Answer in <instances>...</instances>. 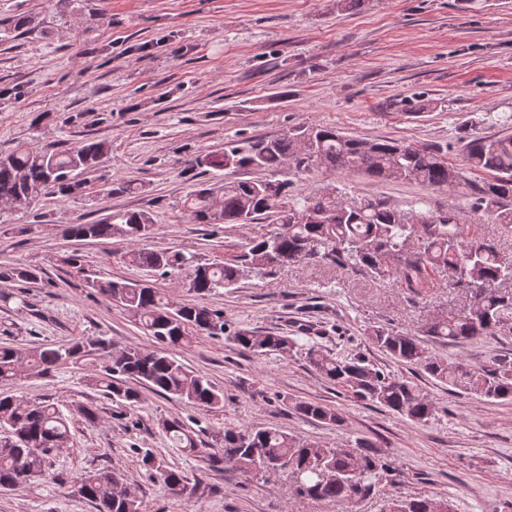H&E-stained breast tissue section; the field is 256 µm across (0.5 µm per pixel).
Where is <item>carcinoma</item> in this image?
Here are the masks:
<instances>
[{
  "label": "carcinoma",
  "instance_id": "1",
  "mask_svg": "<svg viewBox=\"0 0 512 512\" xmlns=\"http://www.w3.org/2000/svg\"><path fill=\"white\" fill-rule=\"evenodd\" d=\"M102 141L83 140L63 149L33 150L24 144L0 154V201L9 210H27L46 196L70 198L84 182L80 174L95 170L108 153ZM468 165L494 173L493 179L473 189L476 208L512 228V132L475 137L465 143ZM253 168L265 177L227 182L215 195L200 187L182 202L183 213L199 224L224 225L226 229L268 222L270 230L248 239L239 254L222 263H193L192 258L167 250L138 248L128 253L129 262L162 279L182 268H193L189 290L212 295L239 281L244 269L265 274L296 263L322 261L339 268L363 271L374 279L394 280L414 295L435 287V273L448 276L453 285L470 284L468 307L427 321L422 335L435 342L467 344L512 330V294L498 284L512 276L494 243L466 231L462 218L451 212H402L377 200L349 202L338 193L323 191L303 198L293 194V182L284 168L307 175L316 168L359 171L381 180H413L430 188L460 186L462 175L448 165L446 154L433 147H417L382 139L350 137L334 126H298L278 138L230 139L224 150L201 155L191 169L225 170ZM155 220L145 210H109L103 218L69 224L64 236L77 241L120 237L142 241L154 233ZM12 275L28 283L42 281L37 267H18ZM92 287L129 311L137 326L156 348L112 349L99 338H79L64 344L29 349L0 344V384L10 385L22 371L44 376L83 357L94 355L101 372L94 384L118 403H142L134 381L152 393L172 396L205 411L224 407V394L205 377L186 367L174 349L192 343L197 336L224 338V314L207 305L180 304L162 289L143 281L96 280ZM232 341L254 354L284 353L297 340L279 332L238 328ZM388 357L411 366L443 385L485 399L512 397V361L503 359L491 369H478L460 360L437 357L419 337L391 327L370 336ZM309 367L351 396L383 406L407 421L427 422L438 407L408 377L391 374L361 356L339 357L312 345L305 352ZM294 409L307 419L340 426L339 412L327 405L300 401ZM8 436L0 438V488L20 490L44 478L47 459L69 440V419L60 404L49 399L0 394V426ZM161 430L173 447L208 459L217 469L231 468L252 480L258 464H288L295 492L319 501L355 504L368 496L379 479L392 476L394 467L358 448H324L315 442L271 427L224 428V445L215 451L204 446L199 435L179 419H165ZM142 466L154 473L175 498L197 496L203 481L172 469L165 458L147 449ZM71 493L95 505L96 512H146L114 471L101 469L71 480ZM384 512H456L453 501L440 498L401 500L390 496Z\"/></svg>",
  "mask_w": 512,
  "mask_h": 512
}]
</instances>
